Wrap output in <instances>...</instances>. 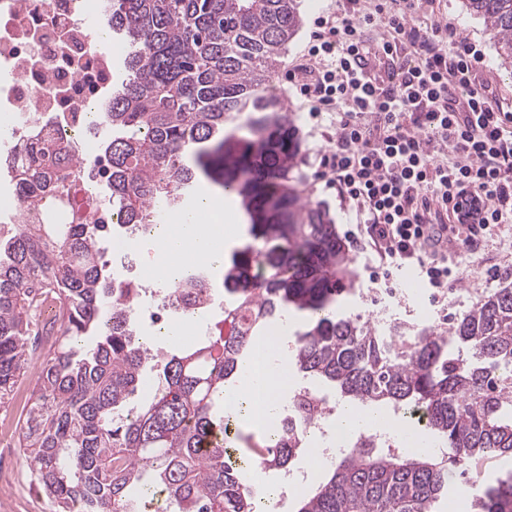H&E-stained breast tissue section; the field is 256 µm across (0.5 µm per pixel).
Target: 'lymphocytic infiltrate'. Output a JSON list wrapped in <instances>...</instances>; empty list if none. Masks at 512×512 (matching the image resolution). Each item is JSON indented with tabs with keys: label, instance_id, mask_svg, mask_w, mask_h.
I'll return each instance as SVG.
<instances>
[{
	"label": "lymphocytic infiltrate",
	"instance_id": "lymphocytic-infiltrate-1",
	"mask_svg": "<svg viewBox=\"0 0 512 512\" xmlns=\"http://www.w3.org/2000/svg\"><path fill=\"white\" fill-rule=\"evenodd\" d=\"M337 2L291 74L311 117L334 115L319 177L359 217L345 237L372 256L373 289L395 295L414 272L440 300L463 276L454 244L512 224V113L480 49L414 0Z\"/></svg>",
	"mask_w": 512,
	"mask_h": 512
}]
</instances>
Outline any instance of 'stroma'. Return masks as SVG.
Masks as SVG:
<instances>
[{
	"mask_svg": "<svg viewBox=\"0 0 512 512\" xmlns=\"http://www.w3.org/2000/svg\"><path fill=\"white\" fill-rule=\"evenodd\" d=\"M336 0H299L302 26L289 43L281 58L279 69L272 74L263 88L265 95L281 100L291 113L301 140V170L306 175L304 197L322 205L333 219L338 233H345L355 223L356 216L341 204L335 191L324 187L317 176L318 152L324 147L323 130L328 129L329 115L311 118L303 98L288 80L307 50L314 21L318 16L335 11ZM428 12L442 17L460 34L477 44L484 54L483 76L492 83L498 96L512 104V65L505 63L496 53L489 31L481 20L467 13L462 0H434ZM351 267L355 273L354 292L346 296L344 309L364 322H375L378 310H385L388 319H397L414 326H432L448 330L454 317L466 313L486 290L512 284V243L504 248L475 255L461 251L460 261L464 278L448 292L443 303H434L430 290L419 278L407 275L401 280L396 297L377 305L369 286L366 260L351 254ZM495 268L496 276H486V268ZM10 455L17 464L14 483L0 495V512H55V507L38 488L26 463L20 446L19 434L0 439V453Z\"/></svg>",
	"mask_w": 512,
	"mask_h": 512,
	"instance_id": "obj_1",
	"label": "stroma"
}]
</instances>
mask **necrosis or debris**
<instances>
[{
	"instance_id": "1",
	"label": "necrosis or debris",
	"mask_w": 512,
	"mask_h": 512,
	"mask_svg": "<svg viewBox=\"0 0 512 512\" xmlns=\"http://www.w3.org/2000/svg\"><path fill=\"white\" fill-rule=\"evenodd\" d=\"M106 13L105 0L94 7L89 0H0V171L26 160V148L38 135L67 126L68 136L87 148L77 168L85 204L71 215L76 224L89 213L108 215L97 192L105 176L92 147L102 130L116 57L108 45L102 53L89 52L91 30ZM335 413L323 407L319 419L302 429L327 460L336 448L351 451L359 438L334 430Z\"/></svg>"
}]
</instances>
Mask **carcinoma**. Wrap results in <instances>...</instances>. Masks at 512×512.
I'll list each match as a JSON object with an SVG mask.
<instances>
[{"label": "carcinoma", "mask_w": 512, "mask_h": 512, "mask_svg": "<svg viewBox=\"0 0 512 512\" xmlns=\"http://www.w3.org/2000/svg\"><path fill=\"white\" fill-rule=\"evenodd\" d=\"M512 63V0H463ZM125 76L103 112L101 156L114 225L139 236L160 208L185 210L202 180L249 217L224 264V319L170 357L135 405L152 355L130 309L139 285L103 260L106 227L17 224L0 236V399L28 368L43 295L58 302L36 388L19 421L38 488L55 512H256L243 464L284 472L305 448L276 420L237 447L224 391L251 347L284 315L298 321L291 371L345 399L414 406L444 457L364 439L333 474L296 496V512H439L448 470L512 455V286L479 296L447 334L378 329L346 314L349 254L319 205L302 201L292 117L261 93L302 25L298 0H112ZM68 157L54 138L41 162L16 168L21 201L45 214L75 207ZM169 289L195 310L215 300L208 271ZM478 512H512V474L475 486Z\"/></svg>", "instance_id": "obj_1"}]
</instances>
